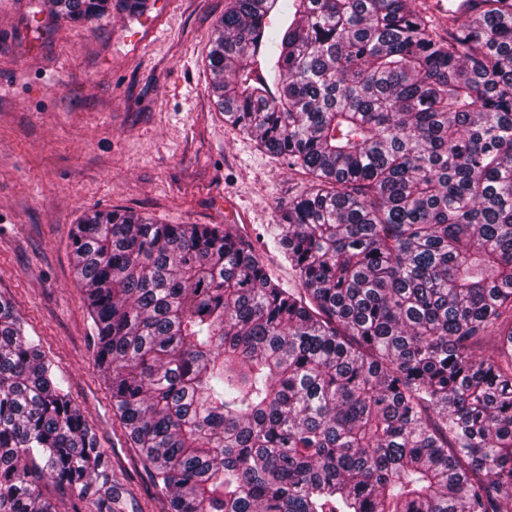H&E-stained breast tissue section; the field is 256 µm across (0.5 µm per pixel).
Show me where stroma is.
Listing matches in <instances>:
<instances>
[{
  "label": "stroma",
  "mask_w": 512,
  "mask_h": 512,
  "mask_svg": "<svg viewBox=\"0 0 512 512\" xmlns=\"http://www.w3.org/2000/svg\"><path fill=\"white\" fill-rule=\"evenodd\" d=\"M112 0L82 23L0 0V295L96 430L128 512L165 501L122 435L95 364L71 238L85 215L232 224L270 240L307 178L219 112L207 68L228 0Z\"/></svg>",
  "instance_id": "1"
}]
</instances>
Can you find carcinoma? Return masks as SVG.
I'll return each instance as SVG.
<instances>
[{
  "mask_svg": "<svg viewBox=\"0 0 512 512\" xmlns=\"http://www.w3.org/2000/svg\"><path fill=\"white\" fill-rule=\"evenodd\" d=\"M70 21L110 0H50ZM211 90L312 185L269 274L231 225L95 212L75 268L112 411L166 512H512V0H230ZM45 478L125 512L0 297V512ZM267 263L273 277L279 280L284 288L299 287V281L295 272L280 252L270 248V252L267 253Z\"/></svg>",
  "mask_w": 512,
  "mask_h": 512,
  "instance_id": "cac0c4a2",
  "label": "carcinoma"
}]
</instances>
